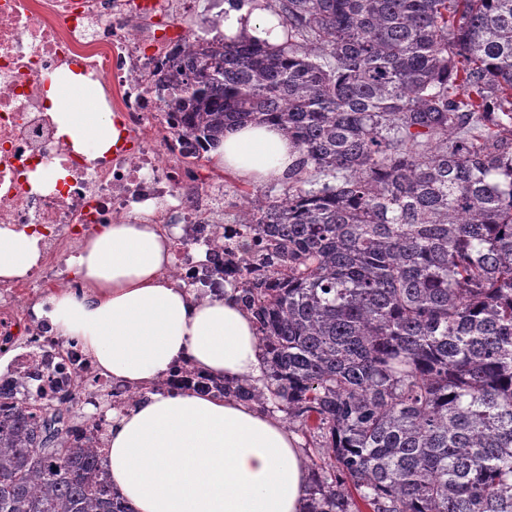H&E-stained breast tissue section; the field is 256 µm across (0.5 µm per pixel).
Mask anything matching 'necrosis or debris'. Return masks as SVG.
<instances>
[{
    "mask_svg": "<svg viewBox=\"0 0 512 512\" xmlns=\"http://www.w3.org/2000/svg\"><path fill=\"white\" fill-rule=\"evenodd\" d=\"M173 2L0 0V228L35 235L40 247L28 274L0 279V337L12 353L0 369V417L23 403L41 416L69 411L68 439L82 448L104 450L108 411H125L141 393L38 316L55 291L85 288L64 256L104 225L152 222L172 234L171 283L202 280L218 292L249 239L240 220L217 218L224 187L202 180L198 159L183 155L155 91L165 56L197 38L153 25ZM65 65L97 85L120 133L119 148L93 161L59 136L47 103L45 81ZM47 167L61 178L37 185L34 173Z\"/></svg>",
    "mask_w": 512,
    "mask_h": 512,
    "instance_id": "1",
    "label": "necrosis or debris"
}]
</instances>
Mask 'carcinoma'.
<instances>
[{"label":"carcinoma","instance_id":"cac0c4a2","mask_svg":"<svg viewBox=\"0 0 512 512\" xmlns=\"http://www.w3.org/2000/svg\"><path fill=\"white\" fill-rule=\"evenodd\" d=\"M285 41L199 40L159 98L185 152L275 123L299 152L243 209L233 284L312 481L305 512H512V0H266ZM0 512H134L27 407Z\"/></svg>","mask_w":512,"mask_h":512}]
</instances>
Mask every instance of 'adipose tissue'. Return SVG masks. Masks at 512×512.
<instances>
[{
  "instance_id": "obj_1",
  "label": "adipose tissue",
  "mask_w": 512,
  "mask_h": 512,
  "mask_svg": "<svg viewBox=\"0 0 512 512\" xmlns=\"http://www.w3.org/2000/svg\"><path fill=\"white\" fill-rule=\"evenodd\" d=\"M225 41L281 44L279 18L262 0L225 4ZM73 74L50 75L47 101L59 135L98 157L117 136ZM299 153L270 123L232 126L212 153L246 181L283 179ZM40 258L36 237L0 228V278L26 275ZM171 241L155 224H108L74 258L83 294L62 290L45 316L78 340L113 379L148 386L183 361L227 381H259L264 358L254 320L232 290L195 300L162 276ZM106 464L136 512H304L310 483L299 438L277 413L233 397L191 390L154 392L113 419Z\"/></svg>"
}]
</instances>
